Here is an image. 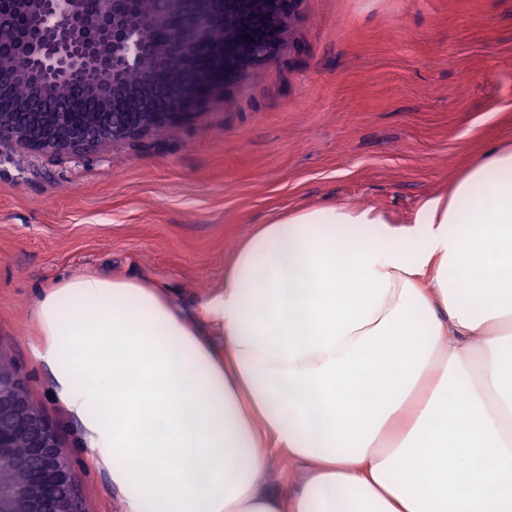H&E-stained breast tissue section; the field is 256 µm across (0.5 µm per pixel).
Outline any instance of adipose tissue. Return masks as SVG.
<instances>
[{"instance_id": "obj_1", "label": "adipose tissue", "mask_w": 512, "mask_h": 512, "mask_svg": "<svg viewBox=\"0 0 512 512\" xmlns=\"http://www.w3.org/2000/svg\"><path fill=\"white\" fill-rule=\"evenodd\" d=\"M33 317L124 512H512V142L409 224L256 225L193 307L84 273ZM277 457L303 477L274 485Z\"/></svg>"}]
</instances>
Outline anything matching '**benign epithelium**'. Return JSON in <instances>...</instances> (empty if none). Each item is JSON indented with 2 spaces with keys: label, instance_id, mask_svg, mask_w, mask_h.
Returning a JSON list of instances; mask_svg holds the SVG:
<instances>
[{
  "label": "benign epithelium",
  "instance_id": "7a95c632",
  "mask_svg": "<svg viewBox=\"0 0 512 512\" xmlns=\"http://www.w3.org/2000/svg\"><path fill=\"white\" fill-rule=\"evenodd\" d=\"M140 18L137 0H7L0 3V142L36 152L79 153L189 119L246 69L274 56L299 0H161ZM217 23L224 49L200 82L157 85L137 67L190 51ZM34 76L64 80L100 111L77 117L66 98H19ZM127 107L117 111L113 100ZM0 512H86L57 430L0 356Z\"/></svg>",
  "mask_w": 512,
  "mask_h": 512
}]
</instances>
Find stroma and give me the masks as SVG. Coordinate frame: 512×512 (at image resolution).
<instances>
[{"label":"stroma","instance_id":"obj_1","mask_svg":"<svg viewBox=\"0 0 512 512\" xmlns=\"http://www.w3.org/2000/svg\"><path fill=\"white\" fill-rule=\"evenodd\" d=\"M512 141V0H300L276 56L173 129L89 152L0 144V353L55 425L88 512H121L36 362L40 286L141 275L190 306L256 225L326 205L411 223Z\"/></svg>","mask_w":512,"mask_h":512}]
</instances>
